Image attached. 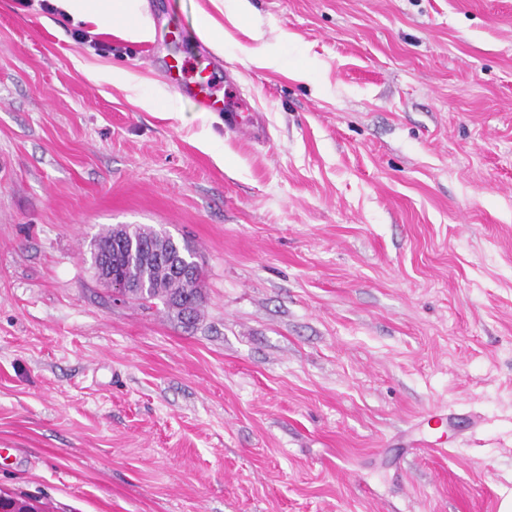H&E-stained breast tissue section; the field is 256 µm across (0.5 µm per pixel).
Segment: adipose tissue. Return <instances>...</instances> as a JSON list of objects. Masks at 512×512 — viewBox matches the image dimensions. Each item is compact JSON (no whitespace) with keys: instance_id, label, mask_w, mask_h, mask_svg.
<instances>
[{"instance_id":"adipose-tissue-1","label":"adipose tissue","mask_w":512,"mask_h":512,"mask_svg":"<svg viewBox=\"0 0 512 512\" xmlns=\"http://www.w3.org/2000/svg\"><path fill=\"white\" fill-rule=\"evenodd\" d=\"M61 16L72 24L94 25L97 31H111L122 24L135 40H147L153 35L149 19L143 15L139 0H51Z\"/></svg>"}]
</instances>
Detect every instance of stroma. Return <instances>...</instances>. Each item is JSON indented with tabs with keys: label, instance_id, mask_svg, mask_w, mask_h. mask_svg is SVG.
I'll list each match as a JSON object with an SVG mask.
<instances>
[{
	"label": "stroma",
	"instance_id": "35a3bbf8",
	"mask_svg": "<svg viewBox=\"0 0 512 512\" xmlns=\"http://www.w3.org/2000/svg\"><path fill=\"white\" fill-rule=\"evenodd\" d=\"M248 2L143 0L153 37L114 26L100 55L0 0V490L48 512H499L512 0ZM172 58L229 72L266 138L181 96L144 110ZM116 224L195 250V323L113 302L90 251Z\"/></svg>",
	"mask_w": 512,
	"mask_h": 512
}]
</instances>
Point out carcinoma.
Wrapping results in <instances>:
<instances>
[{
	"label": "carcinoma",
	"instance_id": "cac0c4a2",
	"mask_svg": "<svg viewBox=\"0 0 512 512\" xmlns=\"http://www.w3.org/2000/svg\"><path fill=\"white\" fill-rule=\"evenodd\" d=\"M124 232L126 237L134 241V249L127 252L122 265V272L139 285L133 300L143 305L159 300L182 319L197 317L203 299V271L193 265L196 259L194 249L186 242L177 245L172 236L144 225H127ZM143 245H150L162 253L179 247L187 259L186 265L193 267V278L185 280L172 272L170 267L145 257L141 251Z\"/></svg>",
	"mask_w": 512,
	"mask_h": 512
}]
</instances>
